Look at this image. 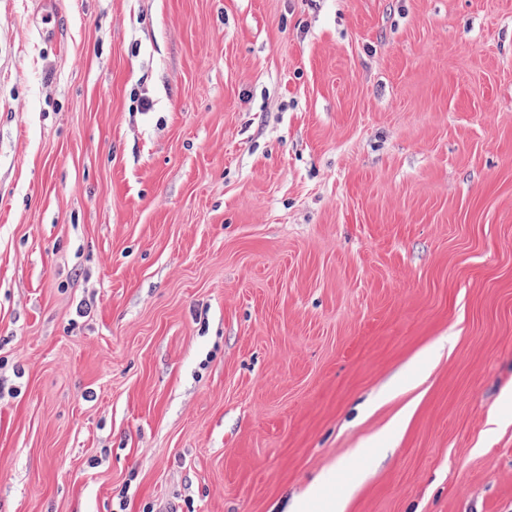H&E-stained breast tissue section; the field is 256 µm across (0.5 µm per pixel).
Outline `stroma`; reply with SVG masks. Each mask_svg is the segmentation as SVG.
Instances as JSON below:
<instances>
[{
  "mask_svg": "<svg viewBox=\"0 0 512 512\" xmlns=\"http://www.w3.org/2000/svg\"><path fill=\"white\" fill-rule=\"evenodd\" d=\"M512 0H0V512H512Z\"/></svg>",
  "mask_w": 512,
  "mask_h": 512,
  "instance_id": "35a3bbf8",
  "label": "stroma"
}]
</instances>
